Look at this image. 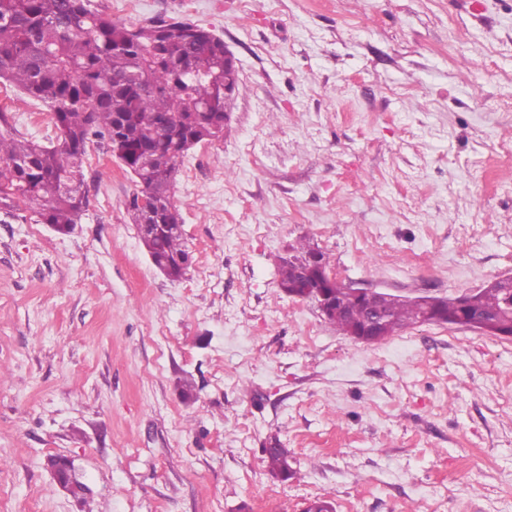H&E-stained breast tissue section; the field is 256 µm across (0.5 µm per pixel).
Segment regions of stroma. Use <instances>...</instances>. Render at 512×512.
<instances>
[{
    "label": "stroma",
    "instance_id": "1",
    "mask_svg": "<svg viewBox=\"0 0 512 512\" xmlns=\"http://www.w3.org/2000/svg\"><path fill=\"white\" fill-rule=\"evenodd\" d=\"M92 0L126 26L184 17L239 83L175 199L192 256L167 279L89 145L61 234L0 221V512H512V338L413 326L340 335L280 287L292 245L346 283L456 297L512 274V0ZM27 138L41 103L0 87ZM196 396L183 400L178 382ZM295 474L269 473L271 439ZM64 454L81 504L46 467Z\"/></svg>",
    "mask_w": 512,
    "mask_h": 512
}]
</instances>
